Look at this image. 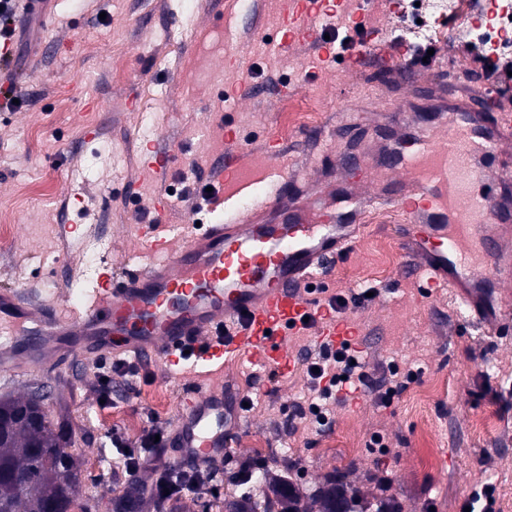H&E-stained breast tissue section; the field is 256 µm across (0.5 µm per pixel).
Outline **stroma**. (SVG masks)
<instances>
[{"label": "stroma", "mask_w": 512, "mask_h": 512, "mask_svg": "<svg viewBox=\"0 0 512 512\" xmlns=\"http://www.w3.org/2000/svg\"><path fill=\"white\" fill-rule=\"evenodd\" d=\"M290 7L291 0H265L251 9L240 0H55L48 24L31 23L30 45L18 59L23 103L16 111H0V207L13 211L10 237L0 243V288L45 301L74 288V273L87 264L73 237L64 234L68 224L95 225L121 266L151 261L137 233L150 219L160 218L165 235L180 243L187 225L222 219L220 196L201 213L191 202L173 199L162 216L155 200L183 177L194 191L214 186L213 164L226 149L225 123L238 125L245 152L256 151L278 126L284 86L323 102L318 124L289 133L283 160L294 170L320 158L322 172L311 195L329 199L337 154L363 143V132L347 137L344 129L361 111H398L405 90L377 70L349 72L313 46L283 55L254 47L235 68L225 67L223 55H200L228 26L244 32L258 22L277 35ZM367 19L392 29L426 21L437 43L455 50L433 64L434 76L453 87L457 67L466 66V91L481 92L485 79L464 48L468 13L441 20L413 5L402 19L388 13L387 0H371ZM145 118L159 146L181 147L182 165L165 173L149 169L145 140L136 134ZM34 181L53 184V195L21 196V187ZM379 241L390 244L393 261L375 281V297L353 303ZM414 263L400 223L372 224L324 280L328 295L349 300L344 315L364 339L367 372L380 382L396 363L420 376L391 406H382L374 391L336 405L332 425L319 431L295 415L309 388L304 366L273 377L245 356L218 370L170 373L159 364H141L133 388L118 389L106 405L87 359L62 371H0V394L22 397L43 386L55 428L79 456L78 501L87 512H112L126 489L124 471L106 464L118 456L110 435L136 441L151 417L170 427L182 389L198 383L232 387L252 407L224 458L223 485L164 502L162 512H224L225 495L236 490L233 474L262 465L305 493L332 472L346 473L350 490L365 497L388 493L401 512H460L468 494L487 483L505 501L512 495V406L500 394L512 386V326L494 336L470 329L447 289L427 287ZM436 377L447 378L449 387L430 402L423 423L407 413L406 404ZM488 416L495 428L475 433L474 421ZM375 433L384 447H369ZM344 435L357 448L346 457L335 446Z\"/></svg>", "instance_id": "1"}]
</instances>
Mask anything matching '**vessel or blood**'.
<instances>
[{"label": "vessel or blood", "instance_id": "b4317fda", "mask_svg": "<svg viewBox=\"0 0 512 512\" xmlns=\"http://www.w3.org/2000/svg\"><path fill=\"white\" fill-rule=\"evenodd\" d=\"M326 12L313 0H292L274 53H290L319 35ZM363 42L374 46L388 75L413 98L437 101L427 120L437 132L401 133L375 161L345 156L338 181L360 174L361 182L324 207L294 202L288 186L296 172L284 170L278 136H269L259 165L245 167L230 147L217 162L224 172L223 220L192 234L180 249L143 234L162 262L144 267L101 263L71 317L15 288L0 290V327L23 329L26 338L0 345V369H59L74 359L109 354L183 364L186 348L198 361L218 365L247 352L262 367L294 369L286 334L308 328L319 346H336L345 324L324 314L304 284L327 275L360 232V208L376 201L405 215L407 243L419 270L437 288H451L471 313V327L498 332L512 321V113L502 110L505 68L488 80V94L474 98L431 85L422 69L404 65L409 41L389 43L382 26L355 12ZM502 289L498 310H488L484 291ZM242 398L227 388L187 392L167 445L178 464L216 467L224 461L227 435L239 420Z\"/></svg>", "mask_w": 512, "mask_h": 512}]
</instances>
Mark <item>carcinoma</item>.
<instances>
[{"label":"carcinoma","instance_id":"obj_1","mask_svg":"<svg viewBox=\"0 0 512 512\" xmlns=\"http://www.w3.org/2000/svg\"><path fill=\"white\" fill-rule=\"evenodd\" d=\"M44 397L0 396V512H71L77 474L43 406ZM264 502L249 492L224 499V512H367L346 475L335 473L308 501L262 471Z\"/></svg>","mask_w":512,"mask_h":512}]
</instances>
